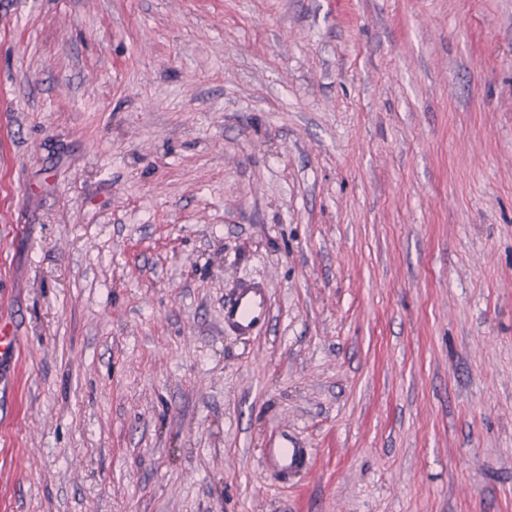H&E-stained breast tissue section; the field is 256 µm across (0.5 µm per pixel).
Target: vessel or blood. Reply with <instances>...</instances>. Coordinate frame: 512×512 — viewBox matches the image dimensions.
<instances>
[{"instance_id":"vessel-or-blood-1","label":"vessel or blood","mask_w":512,"mask_h":512,"mask_svg":"<svg viewBox=\"0 0 512 512\" xmlns=\"http://www.w3.org/2000/svg\"><path fill=\"white\" fill-rule=\"evenodd\" d=\"M271 302L264 281L243 278L237 281L224 302V331L231 336L250 337L267 327ZM312 459L310 449L280 441L263 451V469L279 482H287L306 471Z\"/></svg>"}]
</instances>
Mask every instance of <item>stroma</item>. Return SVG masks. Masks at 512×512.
<instances>
[{"label":"stroma","mask_w":512,"mask_h":512,"mask_svg":"<svg viewBox=\"0 0 512 512\" xmlns=\"http://www.w3.org/2000/svg\"><path fill=\"white\" fill-rule=\"evenodd\" d=\"M0 324V512H512V0H0ZM270 318L271 302L264 281H237L224 301V332L231 336H254L269 325ZM311 459V449L300 448L292 440L288 446V435H284L278 444L264 448L263 470L279 482L288 483V478L308 469Z\"/></svg>","instance_id":"stroma-1"}]
</instances>
